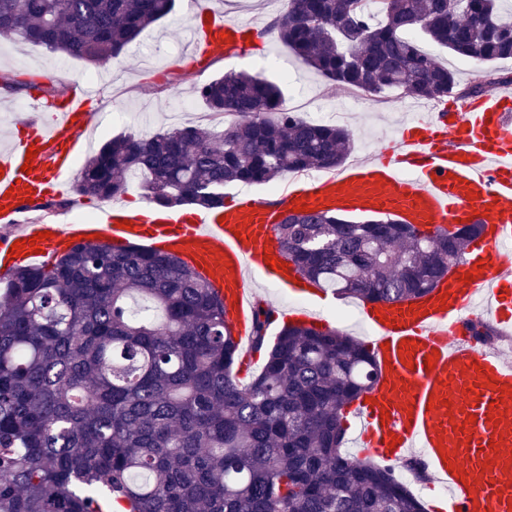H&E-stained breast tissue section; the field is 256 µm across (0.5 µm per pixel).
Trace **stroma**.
<instances>
[{
	"label": "stroma",
	"instance_id": "35a3bbf8",
	"mask_svg": "<svg viewBox=\"0 0 512 512\" xmlns=\"http://www.w3.org/2000/svg\"><path fill=\"white\" fill-rule=\"evenodd\" d=\"M189 0H178L169 19L150 26L126 49L124 55L103 66L54 54L37 46L5 45L0 50V79L36 81L54 86L58 103L81 97L92 113L89 140L81 141L73 153L74 169H81L91 150L121 133L152 134L186 122L202 123L206 109L189 83L177 82L180 73H194L198 82L230 71H263L287 75L285 108H307L321 121L346 127L353 137L350 160L379 157L397 131L411 122L426 120L423 112L399 104V92L382 94L381 105L354 104L351 91L331 85L324 77L298 63L293 53L270 31L273 18L286 8V0H209L211 7L225 8L251 21L260 35L244 56L198 58L187 53L186 30L191 23ZM120 113L113 124L111 113ZM39 118L52 122L51 109L36 110L29 93L8 94L0 90V145L15 134L18 121ZM362 301L335 298L325 316L331 326L371 342L373 332L359 319Z\"/></svg>",
	"mask_w": 512,
	"mask_h": 512
}]
</instances>
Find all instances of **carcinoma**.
<instances>
[{"label":"carcinoma","mask_w":512,"mask_h":512,"mask_svg":"<svg viewBox=\"0 0 512 512\" xmlns=\"http://www.w3.org/2000/svg\"><path fill=\"white\" fill-rule=\"evenodd\" d=\"M175 0H0V39L94 65L121 56ZM329 82L379 96L441 101L498 83L512 59V11L498 0H288L270 24ZM478 64L455 73L418 36ZM221 129L179 125L124 134L95 150L75 183L112 200L132 175L171 209L224 207V187L340 166L350 132L283 107L259 73L193 87ZM282 258L303 280L378 302L430 292L477 238L468 226L424 232L391 217L287 215ZM256 305V374L239 378V343L216 291L177 256L137 245H79L50 265L10 271L0 296V512H425L385 466L342 452L343 411L375 380L354 337L303 323L267 344Z\"/></svg>","instance_id":"1"}]
</instances>
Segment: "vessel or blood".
Wrapping results in <instances>:
<instances>
[{
    "mask_svg": "<svg viewBox=\"0 0 512 512\" xmlns=\"http://www.w3.org/2000/svg\"><path fill=\"white\" fill-rule=\"evenodd\" d=\"M249 29L202 5L188 38L196 48L230 57L246 50ZM81 115V103L71 102L53 123L28 122L0 151V217L20 225L0 236V271L51 262L88 244L93 234L111 246L142 244L174 253L219 293L245 345L255 307L250 274L263 272L293 297L310 292L291 270L265 261L278 253L276 224L294 207L389 213L427 230L485 224L486 235L429 296L363 308L380 375L354 413V446L359 459L390 467L418 454L442 487L446 512H512V363L475 344L466 328L467 321L488 316L512 326V90L492 89L406 125L381 157L287 188L275 203L244 196L219 213L152 221L112 204L90 222L20 224L27 201L66 193L71 176L65 159L81 137ZM26 163L31 172L23 171ZM124 220L129 228H121ZM45 230L50 236L39 250L12 253L14 242Z\"/></svg>",
    "mask_w": 512,
    "mask_h": 512,
    "instance_id": "1",
    "label": "vessel or blood"
}]
</instances>
